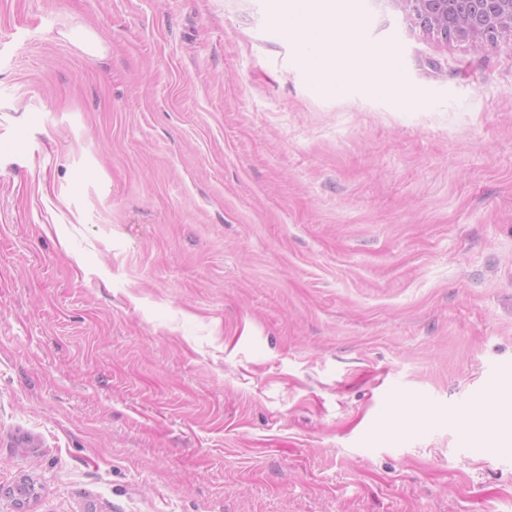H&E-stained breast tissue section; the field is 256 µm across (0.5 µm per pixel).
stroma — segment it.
Masks as SVG:
<instances>
[{
    "label": "stroma",
    "mask_w": 512,
    "mask_h": 512,
    "mask_svg": "<svg viewBox=\"0 0 512 512\" xmlns=\"http://www.w3.org/2000/svg\"><path fill=\"white\" fill-rule=\"evenodd\" d=\"M282 5L0 0V512H512V34ZM315 0H294L284 6L278 16L279 23L289 34L294 35L312 49L308 64L315 75H320L327 67L339 66L335 57L333 24L327 18H315L313 25H306L304 19L312 15L311 4Z\"/></svg>",
    "instance_id": "1"
}]
</instances>
